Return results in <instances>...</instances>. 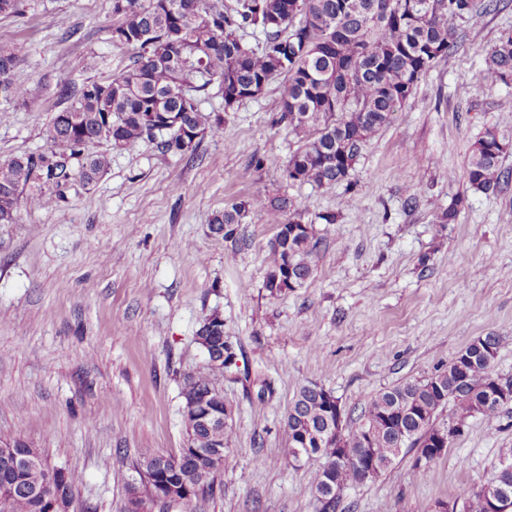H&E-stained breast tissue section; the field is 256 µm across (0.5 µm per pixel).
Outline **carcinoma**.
Wrapping results in <instances>:
<instances>
[{"instance_id": "cac0c4a2", "label": "carcinoma", "mask_w": 512, "mask_h": 512, "mask_svg": "<svg viewBox=\"0 0 512 512\" xmlns=\"http://www.w3.org/2000/svg\"><path fill=\"white\" fill-rule=\"evenodd\" d=\"M30 2L0 0V15L21 17ZM475 9V0H235L230 6L224 0H112L110 39L133 48V60L117 75L63 87L69 105L52 115L48 146L0 162V220L16 223L21 208L63 199L77 181L94 185L109 169L112 149L151 143L163 154L195 155L204 137L223 134L220 118L202 108L210 86L218 85L228 111L257 98L281 75L287 84L275 122L304 140L288 160V179L318 186L345 182L367 140L455 48L458 27ZM248 28L262 35L255 47L240 35ZM25 53L22 42L0 43V112L41 97V83L13 77ZM484 77L491 87L512 84V33L486 53ZM101 144L108 150L91 151ZM507 144L490 128L476 140L467 169L471 188L495 194L508 185L500 168ZM261 207L278 226L265 288L273 296L288 289L290 268L296 287H303L314 274L312 224L288 197ZM243 211L239 204L212 214L213 233L232 234ZM223 336L224 322L213 313L202 321L196 343L218 348ZM499 346L500 337L489 333L448 367L371 396L357 427L337 439L323 434L329 417L323 393L314 384L303 386L287 418L290 447L299 446L296 413L314 433L300 463L317 458L326 464L339 452L346 459L330 473L322 467L313 473L317 494L325 495L328 481L346 488L374 477L354 465L362 454L386 469L402 449L430 447L442 429L464 428L478 415L496 417L504 404L488 402V394L503 379L493 371ZM212 375L210 366L183 379L186 443L179 454H149L129 463V469L154 477L142 484L138 508L167 501L170 488L179 487L180 503L192 512L198 495L213 489L219 467L204 449L224 441V424L207 428L201 418L210 412L226 417L228 409ZM450 403L454 410L444 418ZM0 441L14 444L18 457L17 464L0 466V512H66L79 473L49 467L39 449L19 437L0 435ZM29 455L36 456V466L23 464Z\"/></svg>"}]
</instances>
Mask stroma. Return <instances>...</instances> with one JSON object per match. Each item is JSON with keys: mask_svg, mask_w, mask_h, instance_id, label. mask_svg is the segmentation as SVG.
<instances>
[{"mask_svg": "<svg viewBox=\"0 0 512 512\" xmlns=\"http://www.w3.org/2000/svg\"><path fill=\"white\" fill-rule=\"evenodd\" d=\"M113 22L112 0H40L0 16V42L26 46L15 78L43 85L35 104L0 112V161L46 147L62 86L125 69L132 51L110 41ZM67 27L78 35L62 39ZM510 32L512 7L463 24L454 52L367 141L346 182L288 180L299 142L273 121L279 77L230 111L210 88L204 107L222 112L224 132L202 140L198 160L149 143L116 152L93 186L0 224V434L81 474L68 512H127L129 461L179 454L181 382L207 366L196 332L213 312L234 355L215 378L231 413L215 490L195 512H319L317 462L288 453L286 418L303 385L331 391L352 429L373 394L431 376L489 333L501 338L494 372L512 376V186L486 195L466 179L486 128L512 140V87L484 79L486 49ZM283 193L301 201L317 245L313 277L273 296L278 227L257 202ZM454 202L455 222L441 223ZM239 203L234 235L214 234L211 215ZM510 449L512 403L469 419L426 467L403 451L346 488L341 510L433 512L444 501L464 512Z\"/></svg>", "mask_w": 512, "mask_h": 512, "instance_id": "1", "label": "stroma"}]
</instances>
